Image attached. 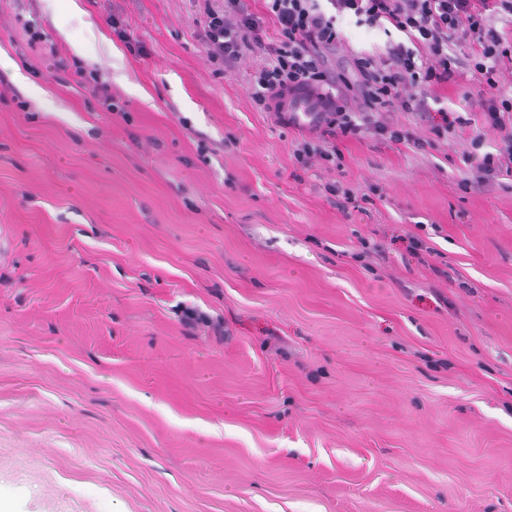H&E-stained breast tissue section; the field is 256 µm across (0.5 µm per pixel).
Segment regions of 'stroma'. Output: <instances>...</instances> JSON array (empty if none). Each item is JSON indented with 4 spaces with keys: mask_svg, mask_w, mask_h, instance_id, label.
Returning <instances> with one entry per match:
<instances>
[{
    "mask_svg": "<svg viewBox=\"0 0 512 512\" xmlns=\"http://www.w3.org/2000/svg\"><path fill=\"white\" fill-rule=\"evenodd\" d=\"M204 20L0 0V512H512V189L459 186L480 118L301 167L308 128L217 72Z\"/></svg>",
    "mask_w": 512,
    "mask_h": 512,
    "instance_id": "1",
    "label": "stroma"
}]
</instances>
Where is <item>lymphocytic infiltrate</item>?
Listing matches in <instances>:
<instances>
[{
	"instance_id": "obj_1",
	"label": "lymphocytic infiltrate",
	"mask_w": 512,
	"mask_h": 512,
	"mask_svg": "<svg viewBox=\"0 0 512 512\" xmlns=\"http://www.w3.org/2000/svg\"><path fill=\"white\" fill-rule=\"evenodd\" d=\"M239 3L224 0L221 10L206 9V56L222 67L255 57L249 83L264 111H272L287 91L307 92L325 104V111L311 115L313 137L294 152L300 166L336 161L335 140L356 139L367 130L417 149L447 140L468 120L441 107L442 93L465 70L480 87L482 123L499 132L500 143L487 152L483 134L471 138L461 154L468 174L460 186L512 181V98L497 92L512 77V27L500 30L489 21L495 14L512 17V0H262L258 16L242 13ZM343 19L379 28L388 39L384 46L351 53L347 68L336 70L329 55L342 41ZM267 20L274 36L266 34ZM393 30L401 40L390 39ZM456 41L467 44V59L450 54ZM397 112L427 120L428 137L392 121Z\"/></svg>"
}]
</instances>
